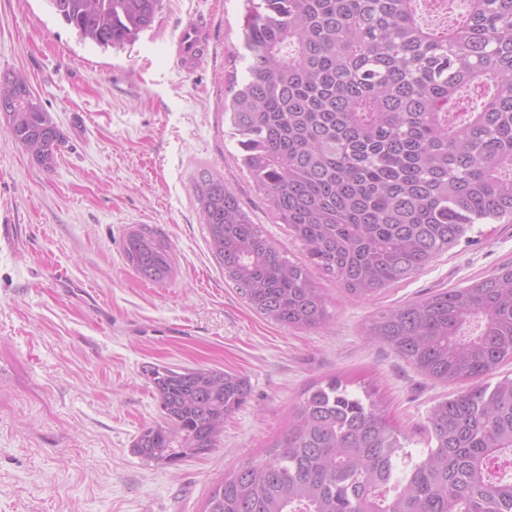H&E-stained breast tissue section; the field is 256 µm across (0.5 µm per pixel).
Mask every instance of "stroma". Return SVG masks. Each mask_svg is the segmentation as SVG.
<instances>
[{
  "mask_svg": "<svg viewBox=\"0 0 512 512\" xmlns=\"http://www.w3.org/2000/svg\"><path fill=\"white\" fill-rule=\"evenodd\" d=\"M244 0H162L151 28L123 49L79 41L47 0H0V76L23 72L63 136L53 169L11 138L0 113V512H205L224 473L263 458L308 388L339 378L370 392L423 454L429 409L454 392L367 342L377 310L464 287L512 263V224H478L406 281L364 300L322 272L331 320L317 330L261 318L227 286L192 200L199 169L223 173L254 223L293 262L287 225L263 204L224 133ZM199 24L205 54L177 53ZM150 224L170 242L162 285L126 261L124 239ZM208 366L251 385L219 448L158 467L132 452L160 419L149 366Z\"/></svg>",
  "mask_w": 512,
  "mask_h": 512,
  "instance_id": "obj_1",
  "label": "stroma"
}]
</instances>
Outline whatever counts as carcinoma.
Returning a JSON list of instances; mask_svg holds the SVG:
<instances>
[{
	"instance_id": "1",
	"label": "carcinoma",
	"mask_w": 512,
	"mask_h": 512,
	"mask_svg": "<svg viewBox=\"0 0 512 512\" xmlns=\"http://www.w3.org/2000/svg\"><path fill=\"white\" fill-rule=\"evenodd\" d=\"M83 43L121 48L150 28L162 0H48ZM419 0H246V75L226 107L236 161L288 226L292 262L252 223L224 175L202 169L193 199L224 282L269 323L316 330L331 319L316 268L366 299L468 239L512 223V0H467L450 26L419 21ZM0 90L9 133L54 166L62 135L12 74ZM482 87V109L450 112ZM142 277L173 274L151 225L127 232ZM367 340L417 371L469 386L437 402L415 462L372 401L334 379L311 388L265 451L211 491L207 512H512V264L463 288L376 311ZM160 421L134 454L162 466L220 447L224 421L250 395L222 369L154 365Z\"/></svg>"
}]
</instances>
